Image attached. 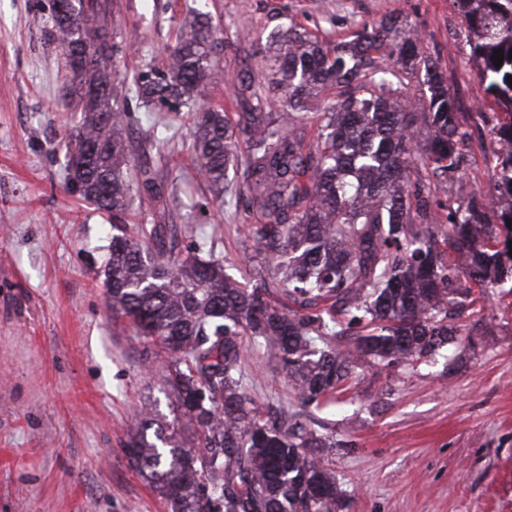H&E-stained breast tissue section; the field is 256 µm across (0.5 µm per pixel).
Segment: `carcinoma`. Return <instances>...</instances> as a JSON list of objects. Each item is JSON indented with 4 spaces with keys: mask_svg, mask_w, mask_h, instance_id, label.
I'll return each instance as SVG.
<instances>
[{
    "mask_svg": "<svg viewBox=\"0 0 512 512\" xmlns=\"http://www.w3.org/2000/svg\"><path fill=\"white\" fill-rule=\"evenodd\" d=\"M457 3L479 83L492 95L484 104L504 114L499 136L512 140V0ZM108 11V0H76L71 15L54 14L65 58L81 36L90 40L84 68L66 62L81 113L73 152L103 147L94 162L69 169V183L112 213L116 234L103 269L112 314L160 347L164 383L198 432L197 445L185 448L159 425L152 442L145 418L127 456L171 512H336V477L317 454L336 442L296 420H262L242 386L243 336L275 352L308 405L341 390L359 358L391 368L459 343L455 316L479 315L485 288L512 279V252L500 249L497 233L504 228L512 241V150L492 151L499 223L489 222L490 204L475 196L448 206L441 221L424 181L461 168L466 134L443 75L418 61L411 37L398 64L407 74L423 67L430 96L419 113L399 101L400 87L388 79L393 65L383 58L397 21L366 24L353 42L331 49L307 32L288 33L266 82L239 86L247 110L234 122L202 97L220 77L212 53L222 30L190 23L165 73L141 77L135 94L155 109L194 111L188 150L215 198L224 200L229 169L242 170L247 210L259 218L250 232L279 275L272 285L243 288L223 260L182 253L165 209L146 212L137 237L126 235L134 194L163 198V162L179 144L167 134L138 143L127 136ZM329 88L336 98L323 103L313 131L307 102ZM275 102L290 111H272ZM274 287L292 306L269 301ZM354 326L351 349H316Z\"/></svg>",
    "mask_w": 512,
    "mask_h": 512,
    "instance_id": "carcinoma-1",
    "label": "carcinoma"
}]
</instances>
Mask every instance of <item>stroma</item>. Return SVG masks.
<instances>
[{
  "label": "stroma",
  "instance_id": "35a3bbf8",
  "mask_svg": "<svg viewBox=\"0 0 512 512\" xmlns=\"http://www.w3.org/2000/svg\"><path fill=\"white\" fill-rule=\"evenodd\" d=\"M113 78L127 92L130 136H149L154 115L132 91L161 75L185 21L207 14L223 29L220 78L208 106L238 112L242 76L262 81L277 45L306 31L324 46L362 25L399 24L397 48L416 37L443 73L467 137L466 163L426 184L437 214L472 193L497 194L485 159L497 123L469 58L454 0H111ZM54 37L51 0H0V512H170L124 445L143 418L178 416L153 348L113 318L103 286L112 215L67 182L66 142L80 115ZM182 248L223 259L242 287L262 266L243 216L199 188L188 151L172 157ZM461 341L390 375L359 362L339 398L300 407L270 349L245 339L242 384L265 416L297 415L340 445L325 462L345 492L344 512H512V284L494 285ZM354 448H347V441Z\"/></svg>",
  "mask_w": 512,
  "mask_h": 512
}]
</instances>
